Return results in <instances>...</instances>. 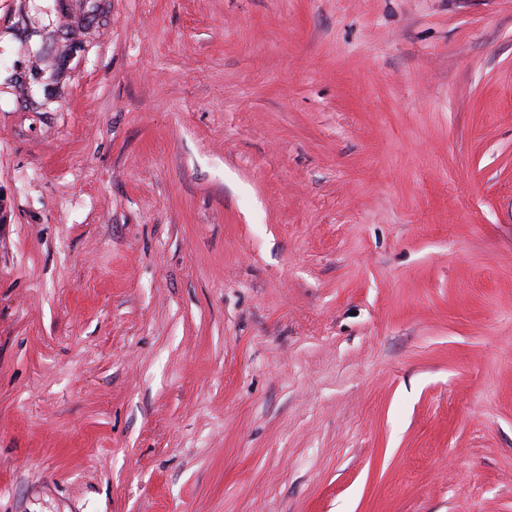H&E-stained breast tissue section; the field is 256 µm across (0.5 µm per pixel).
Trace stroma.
<instances>
[{
    "instance_id": "1",
    "label": "stroma",
    "mask_w": 512,
    "mask_h": 512,
    "mask_svg": "<svg viewBox=\"0 0 512 512\" xmlns=\"http://www.w3.org/2000/svg\"><path fill=\"white\" fill-rule=\"evenodd\" d=\"M0 512H512V0H0Z\"/></svg>"
}]
</instances>
